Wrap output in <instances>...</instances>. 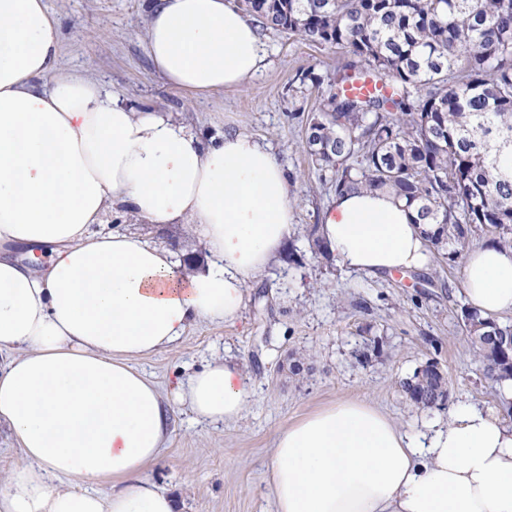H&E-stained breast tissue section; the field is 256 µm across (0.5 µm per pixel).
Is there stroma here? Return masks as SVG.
Returning a JSON list of instances; mask_svg holds the SVG:
<instances>
[{
  "mask_svg": "<svg viewBox=\"0 0 512 512\" xmlns=\"http://www.w3.org/2000/svg\"><path fill=\"white\" fill-rule=\"evenodd\" d=\"M46 4L61 27L59 69L92 75L126 103L168 110L196 129L251 133L273 146L294 179L295 221L285 253L248 284L240 320L199 323L178 344L136 362L171 420L161 455L145 474L173 497L177 512H272L266 467L278 431L332 403L365 401L406 431L445 417V410L413 404L402 388L429 364L448 381V404L471 402L507 419L499 389L464 332L468 304L457 287L459 264L434 260L424 270L376 277L309 248L307 231L335 192L331 172L309 165L301 128L288 115L316 106V91L298 79L301 70L332 78L339 52L267 30L268 66L242 87L199 100L155 72L145 50V0ZM107 225L172 249L176 258L206 261L189 226L112 215ZM224 357L243 366L254 394L240 419L213 426L171 390L177 378Z\"/></svg>",
  "mask_w": 512,
  "mask_h": 512,
  "instance_id": "1",
  "label": "stroma"
}]
</instances>
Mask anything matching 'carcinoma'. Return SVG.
<instances>
[{
  "mask_svg": "<svg viewBox=\"0 0 512 512\" xmlns=\"http://www.w3.org/2000/svg\"><path fill=\"white\" fill-rule=\"evenodd\" d=\"M262 28L346 54L308 115L302 148L336 193L390 190L415 224H436L429 250L460 262L475 236L512 247V168L492 149L512 141V0H237ZM383 83L368 95L345 85ZM464 331L499 383L512 353L490 336L512 325L464 313ZM422 408H441L446 379L429 371L403 383Z\"/></svg>",
  "mask_w": 512,
  "mask_h": 512,
  "instance_id": "obj_1",
  "label": "carcinoma"
}]
</instances>
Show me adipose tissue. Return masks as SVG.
I'll use <instances>...</instances> for the list:
<instances>
[{"mask_svg": "<svg viewBox=\"0 0 512 512\" xmlns=\"http://www.w3.org/2000/svg\"><path fill=\"white\" fill-rule=\"evenodd\" d=\"M147 53L177 90L248 83L268 51L235 0H151ZM45 0H0V427L23 463L0 512H175L143 471L169 417L137 359L201 322L233 325L246 287L291 232L293 178L251 134L208 135L56 69ZM186 224L208 253L185 269L163 246L103 227L106 213ZM319 234L373 276L428 267L423 225L387 193L346 192ZM460 287L482 316L512 312V248L481 245ZM253 393L218 360L178 381L200 417L233 421ZM273 512H512V425L469 403L425 433L340 401L276 436Z\"/></svg>", "mask_w": 512, "mask_h": 512, "instance_id": "obj_1", "label": "adipose tissue"}]
</instances>
